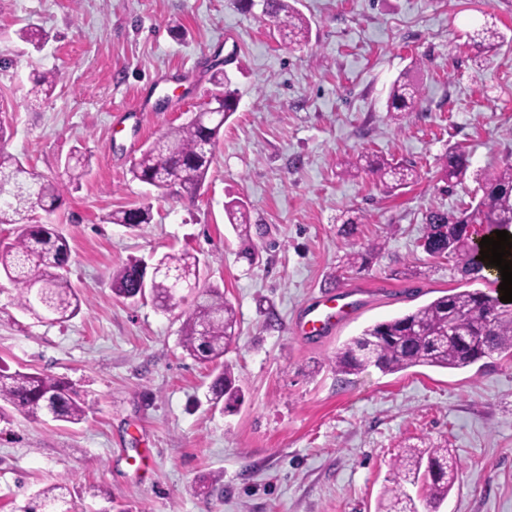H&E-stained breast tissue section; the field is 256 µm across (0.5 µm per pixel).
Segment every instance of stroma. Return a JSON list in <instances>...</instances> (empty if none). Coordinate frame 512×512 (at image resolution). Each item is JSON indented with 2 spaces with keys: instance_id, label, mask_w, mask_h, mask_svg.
Returning <instances> with one entry per match:
<instances>
[{
  "instance_id": "stroma-1",
  "label": "stroma",
  "mask_w": 512,
  "mask_h": 512,
  "mask_svg": "<svg viewBox=\"0 0 512 512\" xmlns=\"http://www.w3.org/2000/svg\"><path fill=\"white\" fill-rule=\"evenodd\" d=\"M296 7L310 22L300 48L248 0H0V124L8 151L65 184L56 211L29 221L66 238L81 297L80 313L57 323L22 309L0 277V365L62 378L88 405L78 424L5 407L0 512H23L55 483L74 489L83 512H378L396 454L433 445L461 465L437 512H512V356L386 375L342 376L333 364L364 327L442 291L486 287L419 239L427 211H458L478 178L512 161V0ZM486 23L504 37L488 52L472 40ZM27 26L45 34L41 47L19 38ZM220 57L238 108L204 186L133 180L141 149L207 102ZM50 70L55 91L33 100V73ZM404 72L423 97L393 122L387 95ZM453 146L471 175L451 188L439 171ZM76 148L90 168L70 185ZM361 156L413 163L419 178L393 191L364 171L344 175ZM233 199L248 208L252 249L224 220ZM143 206L151 223L108 220ZM349 218L359 224L348 236ZM378 238L368 268L348 267ZM184 251L238 314L224 360L244 399L231 410L208 405L216 372L182 349L190 302L164 311L112 291L128 261ZM356 288L364 300L332 336H297L311 297Z\"/></svg>"
}]
</instances>
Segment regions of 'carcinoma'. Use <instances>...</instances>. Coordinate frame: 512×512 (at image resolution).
<instances>
[{
	"mask_svg": "<svg viewBox=\"0 0 512 512\" xmlns=\"http://www.w3.org/2000/svg\"><path fill=\"white\" fill-rule=\"evenodd\" d=\"M264 15L272 19L278 35L294 44L308 40L309 24L291 5L290 0H262ZM59 81L56 72H37L31 92L47 95ZM216 92L224 93V112L193 115L184 124L170 128L141 151L135 160L133 178L154 186H183L200 189L208 176L224 122L236 111L235 93L221 71L214 76ZM423 87L410 80L393 82L387 100V112L401 114L416 107ZM6 138L0 127V177L7 178L24 169V163L5 148ZM470 167L468 154L452 147L444 156L442 180L450 187L463 184ZM369 171L396 189L416 177L414 165L393 163L379 158L369 164ZM64 184L30 172V183L17 188L19 199L0 198V224L16 225L13 242L0 248V273L19 290L20 305L34 313L41 312L64 322L81 310V300L62 272L68 242L47 224L26 223V213L35 206L53 211ZM476 204L448 213L431 210L425 215V233L420 240L424 251L435 258H453L469 275L482 268L472 264L467 243L458 226L496 224L500 230L512 228V163H505L488 181L479 186ZM225 216L245 246L251 245L248 210L239 201L224 207ZM152 220L150 207L122 210L112 214L111 223L134 229ZM384 248V241L374 240L352 253L351 266H366ZM169 275L155 278L148 289L141 288L142 261L126 264L116 275L113 291L123 298L148 294L162 309L176 307L184 293L194 295L193 308L183 321L181 344L189 356L203 363H218L226 349L237 340V316L232 304L219 288H200V260L187 252L166 254L160 258ZM482 339L478 349L468 348L464 337ZM512 352V304L479 289L450 290L413 311L377 322L336 352V373L342 376L373 366L384 374L413 367L465 369L494 353ZM208 400L230 408L241 400V392L229 368L224 366L208 387ZM0 402L30 418L50 416L55 420L78 424L85 420L87 405L70 384L48 374L0 369ZM460 463L449 449L404 448L393 466L391 486L384 491L380 512H418L407 485L422 480L427 503L438 504L454 487ZM71 491L62 484L42 489L36 499L41 506H59L61 512H78L77 501L67 498Z\"/></svg>",
	"mask_w": 512,
	"mask_h": 512,
	"instance_id": "1",
	"label": "carcinoma"
}]
</instances>
